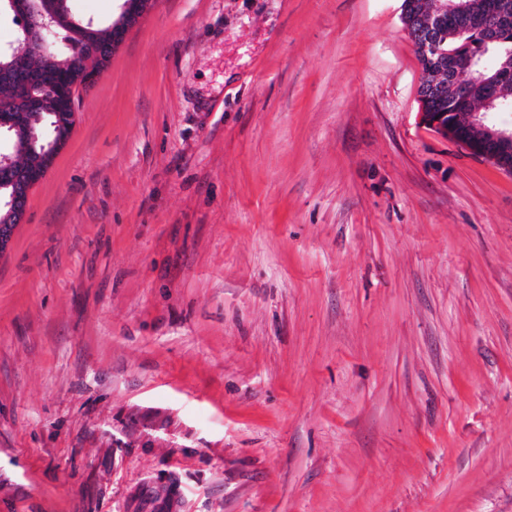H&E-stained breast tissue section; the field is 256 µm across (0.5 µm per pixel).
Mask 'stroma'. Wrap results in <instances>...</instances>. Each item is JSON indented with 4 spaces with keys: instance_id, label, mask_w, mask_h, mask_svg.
Returning <instances> with one entry per match:
<instances>
[{
    "instance_id": "obj_1",
    "label": "stroma",
    "mask_w": 512,
    "mask_h": 512,
    "mask_svg": "<svg viewBox=\"0 0 512 512\" xmlns=\"http://www.w3.org/2000/svg\"><path fill=\"white\" fill-rule=\"evenodd\" d=\"M402 0H155L0 254V512H512V176Z\"/></svg>"
}]
</instances>
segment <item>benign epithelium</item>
<instances>
[{
    "label": "benign epithelium",
    "mask_w": 512,
    "mask_h": 512,
    "mask_svg": "<svg viewBox=\"0 0 512 512\" xmlns=\"http://www.w3.org/2000/svg\"><path fill=\"white\" fill-rule=\"evenodd\" d=\"M68 0H56L49 8L40 0H0V12L8 9L24 18L22 30L25 43L33 51L40 54L47 49V36L52 21L60 13L68 14ZM155 0H125L123 9L127 10L125 23L112 28V46L116 47L125 39L129 29L147 13ZM471 18L480 22L477 28L482 46H494L512 42V11L507 12L497 7L492 0H424L419 18L428 30L435 28L437 22L445 18ZM478 62L475 54H448L447 62L440 67L432 85L439 91L448 92L452 100V112H422L421 122L441 136L453 141L465 149L472 157L487 161L499 171L512 176V128H503L488 121L489 112L498 113L511 110L512 101L500 92V87L512 77V52H508L503 68L492 78L479 74L485 87L483 111L470 112L469 80L474 75ZM99 77L97 72H88L70 83L67 87L65 103L68 109H74L76 94L80 88ZM53 134L46 137L42 144L45 153V166L33 170L22 171L23 182L32 187L39 183L50 168L54 156L65 144L70 127L60 123L52 124ZM8 210L13 220L0 224V253L8 248L14 230L23 220L25 209L19 204L17 195L8 199H0V210Z\"/></svg>",
    "instance_id": "benign-epithelium-1"
}]
</instances>
